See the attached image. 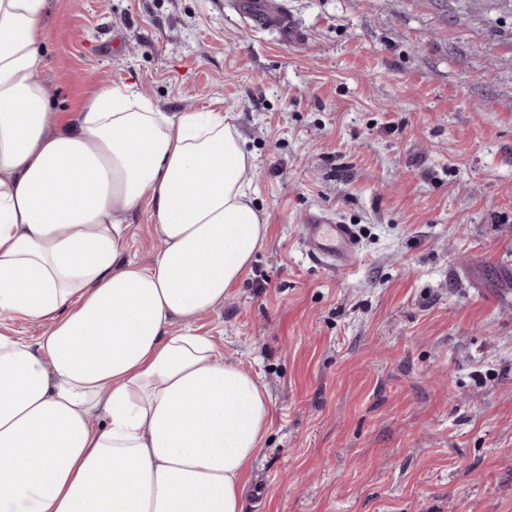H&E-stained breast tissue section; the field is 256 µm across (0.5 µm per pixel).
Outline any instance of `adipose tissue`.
<instances>
[{
  "label": "adipose tissue",
  "mask_w": 512,
  "mask_h": 512,
  "mask_svg": "<svg viewBox=\"0 0 512 512\" xmlns=\"http://www.w3.org/2000/svg\"><path fill=\"white\" fill-rule=\"evenodd\" d=\"M47 0H0V512H242L265 389L193 319L268 236L222 112L134 85L68 123L44 91ZM148 205L162 249L127 259ZM46 324L37 342L12 327Z\"/></svg>",
  "instance_id": "1"
}]
</instances>
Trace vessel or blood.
Returning <instances> with one entry per match:
<instances>
[{"label": "vessel or blood", "mask_w": 512, "mask_h": 512, "mask_svg": "<svg viewBox=\"0 0 512 512\" xmlns=\"http://www.w3.org/2000/svg\"><path fill=\"white\" fill-rule=\"evenodd\" d=\"M302 242L309 255L337 269L349 263L356 248L350 225L331 224L322 216L311 217L303 225Z\"/></svg>", "instance_id": "obj_1"}]
</instances>
